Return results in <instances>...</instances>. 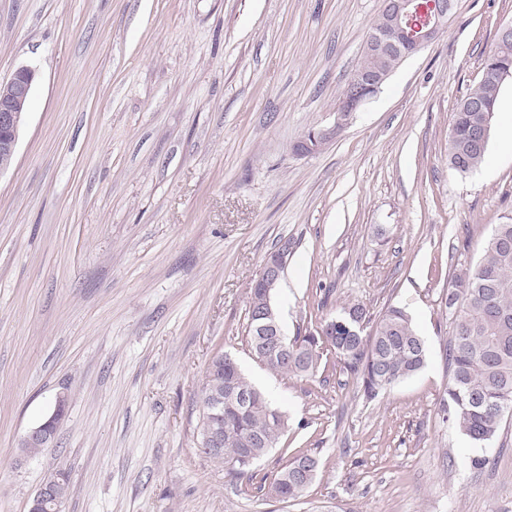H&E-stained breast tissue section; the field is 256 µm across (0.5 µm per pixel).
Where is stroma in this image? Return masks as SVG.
I'll list each match as a JSON object with an SVG mask.
<instances>
[{
  "mask_svg": "<svg viewBox=\"0 0 512 512\" xmlns=\"http://www.w3.org/2000/svg\"><path fill=\"white\" fill-rule=\"evenodd\" d=\"M383 0H0V79L36 69L0 174V512H28L62 469V512H512V419L472 467L444 418L453 278L512 218V81L487 162L448 166L457 101L512 0H455L317 152ZM288 337L364 305L404 309L426 364L366 400L338 358L273 374L245 343L250 288L280 240ZM221 352L288 418L230 484L200 451L198 395ZM69 395L53 441L21 438ZM320 460L306 495L270 499L285 450Z\"/></svg>",
  "mask_w": 512,
  "mask_h": 512,
  "instance_id": "stroma-1",
  "label": "stroma"
}]
</instances>
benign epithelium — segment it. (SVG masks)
<instances>
[{
	"label": "benign epithelium",
	"mask_w": 512,
	"mask_h": 512,
	"mask_svg": "<svg viewBox=\"0 0 512 512\" xmlns=\"http://www.w3.org/2000/svg\"><path fill=\"white\" fill-rule=\"evenodd\" d=\"M411 4L412 0H383V9L390 13L391 23L400 27L409 14ZM452 8L451 0H439V8L429 26L411 40L412 52H418L445 32ZM36 80L37 72L34 68L21 66L9 79L0 82V174L10 169L14 163L17 142L26 122V104ZM367 100L369 97L359 93L355 99L345 101L344 105L338 109L336 125L329 129H319L313 132V136L316 140L323 142L335 138L346 124L349 114ZM288 249L289 246H283L279 253L268 256L263 262L254 287L262 289L267 298L280 281L284 255ZM53 438L54 433L48 430V423L45 422L26 433L21 443H36L44 447ZM49 504L54 507V512H61L62 501L55 496L54 484L46 481L40 485L32 497L29 512H36V509L44 508Z\"/></svg>",
	"instance_id": "benign-epithelium-1"
}]
</instances>
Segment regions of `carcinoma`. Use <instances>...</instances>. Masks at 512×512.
I'll return each instance as SVG.
<instances>
[{
	"instance_id": "cac0c4a2",
	"label": "carcinoma",
	"mask_w": 512,
	"mask_h": 512,
	"mask_svg": "<svg viewBox=\"0 0 512 512\" xmlns=\"http://www.w3.org/2000/svg\"><path fill=\"white\" fill-rule=\"evenodd\" d=\"M436 0H417L408 21L409 29L426 24ZM397 54L363 50L357 69L388 79L399 66ZM512 67V41H497L485 59L477 85L456 104L449 136L448 165L466 174L482 165L488 145L473 141L474 129L493 121L501 86L490 73ZM487 108L482 112L479 107ZM498 236L490 238L475 266L451 282L448 289L453 336L448 340V383L443 411L474 446L484 447L496 436L501 423L512 416V222L496 225ZM463 301L466 308L456 309ZM345 324L324 317L320 325L288 342V360L278 357L281 340L260 335L261 321L247 315L246 339L251 350L263 348L274 354L265 367L285 376L314 374L323 354L335 355L372 400L420 371L426 359L422 337L408 316L390 307L375 316L362 305L343 309ZM251 396L248 407L238 412L224 407L215 424L222 429L224 446L208 455L224 465V476L235 485L250 484L252 467L276 447L287 427L284 414L276 413L266 395L243 373L238 361L221 353L207 367L200 390L201 425L211 419L212 393L224 392L227 383ZM319 469L318 458L305 451L291 454L269 483L281 502L296 501L308 490Z\"/></svg>"
}]
</instances>
